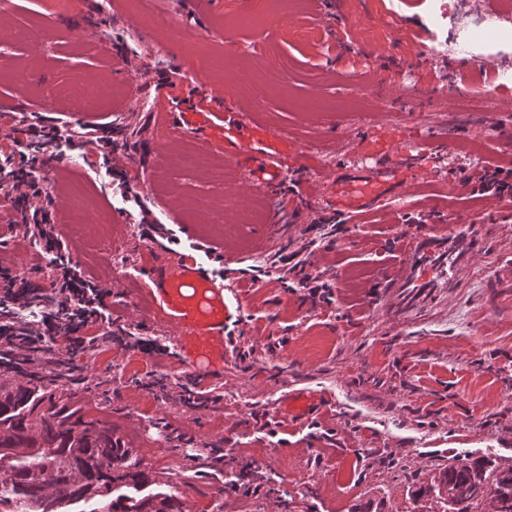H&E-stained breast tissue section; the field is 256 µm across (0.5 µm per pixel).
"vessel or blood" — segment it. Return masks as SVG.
<instances>
[{"instance_id":"b4317fda","label":"vessel or blood","mask_w":512,"mask_h":512,"mask_svg":"<svg viewBox=\"0 0 512 512\" xmlns=\"http://www.w3.org/2000/svg\"><path fill=\"white\" fill-rule=\"evenodd\" d=\"M249 148L260 169L272 176L282 172H300L304 178L300 192L306 200H316L320 181L309 175V155L301 148H289L283 133L255 124L251 113L228 112L224 115V155L235 159L242 148ZM447 143L438 138L414 140L405 159L421 166L431 155L443 153ZM482 241L478 235L463 236L444 225H433L423 233L405 234L396 252L392 271L381 277L395 310H409L411 303H426L428 297L419 292L424 267L434 257H442L449 269L472 264L480 254ZM145 290L153 301L158 322L171 327L178 341L187 345L186 367L190 375L214 373L216 363L226 361L229 339V308L224 300V287L197 269L184 265L153 269L148 274Z\"/></svg>"}]
</instances>
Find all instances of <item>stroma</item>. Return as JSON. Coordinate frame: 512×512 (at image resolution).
<instances>
[{
    "label": "stroma",
    "instance_id": "1",
    "mask_svg": "<svg viewBox=\"0 0 512 512\" xmlns=\"http://www.w3.org/2000/svg\"><path fill=\"white\" fill-rule=\"evenodd\" d=\"M47 0H13L0 16V162L25 139L20 111L49 124L96 136L115 119L141 128L138 146L104 160L95 145L76 149L58 141L39 159L35 180L56 204L53 225L66 223L75 202L100 213L123 248V268L93 243L64 250L90 280L111 292V323L86 328L98 336L116 329L99 350L84 353L89 388L79 390L89 415L107 421L133 448L159 491L177 494L183 512H427L410 491L460 454L512 459V303L494 302L486 284L512 261V208L497 197L473 194L462 175L512 156V91L490 83V68L512 66V47L487 50L485 61L438 50L436 20L443 0H297L294 24L314 31L295 40L275 25L241 23L255 0H221L210 11L179 9L201 37L196 49L165 40L174 0H152L144 17L129 0H72L65 17ZM39 27V45L22 32ZM278 59L290 79L264 103L233 95L231 106L258 123L285 131L312 153L320 195L308 204L300 174L280 179V195L266 202L262 220L234 235H215L206 214L190 201L202 193L225 196L228 208L260 173L248 153L227 162L213 153L224 184L145 159L149 143L167 153L224 138V124L207 98L216 84L238 87ZM112 80L110 95L89 102L82 88L97 76ZM477 101L462 106L460 89ZM364 96L375 111L355 121L347 105ZM433 99L434 115L392 118L390 101ZM176 104L178 134L160 128L158 99ZM326 107L312 120L303 102ZM456 138L457 150L406 168L402 152L425 135ZM434 181H427V172ZM392 176L374 208L341 217L336 199L351 181ZM475 225L483 253L424 307L394 318L384 290L366 285L391 270L402 233L426 231L428 219ZM343 230H336L337 220ZM155 228L153 239L142 235ZM0 277L49 288L56 255L25 235L18 214L0 209ZM299 253L311 275L329 284L332 303L293 289L294 273L280 255ZM182 262L217 277L239 302L235 346L221 379L186 374L173 333L155 319L145 295L146 265ZM150 340L158 350L143 352ZM126 366L122 378L113 370ZM163 375L165 389H147L146 376ZM197 393L201 407L182 401ZM314 394L317 404L300 420L279 415L289 395ZM193 442V453L171 438ZM223 446L225 467H200L199 455Z\"/></svg>",
    "mask_w": 512,
    "mask_h": 512
}]
</instances>
